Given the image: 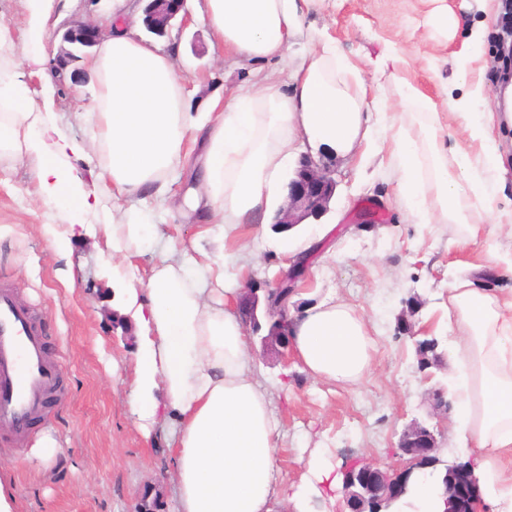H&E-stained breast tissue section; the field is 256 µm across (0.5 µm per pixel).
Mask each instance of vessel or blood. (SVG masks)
I'll return each mask as SVG.
<instances>
[{
	"label": "vessel or blood",
	"instance_id": "vessel-or-blood-1",
	"mask_svg": "<svg viewBox=\"0 0 512 512\" xmlns=\"http://www.w3.org/2000/svg\"><path fill=\"white\" fill-rule=\"evenodd\" d=\"M58 389V371L29 309L0 283V428L24 439Z\"/></svg>",
	"mask_w": 512,
	"mask_h": 512
}]
</instances>
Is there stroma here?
I'll use <instances>...</instances> for the list:
<instances>
[{
	"instance_id": "1",
	"label": "stroma",
	"mask_w": 512,
	"mask_h": 512,
	"mask_svg": "<svg viewBox=\"0 0 512 512\" xmlns=\"http://www.w3.org/2000/svg\"><path fill=\"white\" fill-rule=\"evenodd\" d=\"M503 8L504 0H325L305 21L363 66L375 131L372 144L336 155V191L327 212L285 235L289 244L311 255L289 306L300 310L337 296L369 322L376 351L372 373L350 388L312 382L296 361H285L279 350L251 339L258 376L274 386L288 382L287 390L275 388L272 408L281 421L279 465L292 485L302 483V459L315 448L324 449L337 470L347 464L402 467L400 435L411 422L428 420L429 389L455 378L450 284L469 279L483 288L512 290V265L490 268L485 262L490 248L512 253V238L503 231L512 218V119L495 112L493 87L487 82L497 64L494 44ZM111 16L112 0H58L48 21L55 34L50 57L64 47L66 23ZM476 28L484 31L478 43L470 38ZM155 43L164 49L178 46L174 64L184 77L187 109L193 113L206 111L210 99L266 75L288 79L287 66L274 69L225 58L203 26H174ZM399 76L442 112L449 98L468 95L475 83L484 85L486 100L476 109L496 114L493 135L504 172L491 206L471 211L472 222L483 227L477 239L463 241L455 224L418 223L399 192L400 160L390 148L391 129L416 121L398 104ZM50 82L54 111L69 118L64 134L86 139L91 128L78 115L93 105L96 75L81 85L66 76ZM380 98L388 103L383 114L376 111ZM36 177L28 159L0 152V280L7 281L42 329L60 384L23 445L0 433V481L12 490L15 512H133L146 492L158 499L159 512H172L174 466L165 443L172 425L161 416L150 434L139 427L130 396L138 338L133 320L119 312L122 293L112 287V257L96 231L112 202L102 200L83 213L70 252L60 256L41 227L69 224L71 216L63 210L46 212L27 197ZM370 210L380 213L379 223L366 231L354 229L356 218ZM159 230L197 251L216 249L197 222L181 212L162 215ZM275 236L270 227L251 243L254 258L247 280H273L281 264ZM409 300L417 306L415 331H427L439 342L441 368L419 370L414 338L396 332L398 315ZM47 435L59 450L44 459L38 443Z\"/></svg>"
}]
</instances>
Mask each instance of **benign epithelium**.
Masks as SVG:
<instances>
[{"label": "benign epithelium", "mask_w": 512, "mask_h": 512, "mask_svg": "<svg viewBox=\"0 0 512 512\" xmlns=\"http://www.w3.org/2000/svg\"><path fill=\"white\" fill-rule=\"evenodd\" d=\"M143 25L148 32L158 37L169 35L173 21L186 13L187 0H144ZM101 38L98 27L91 22H80L68 27L62 36L70 48L57 57L54 71L64 74L70 63L88 57L89 50ZM336 181L333 178L332 160L322 157L318 160L309 154L302 155L297 163L294 176L288 181V195L277 210L273 224L283 230H290L308 217L318 218L328 208L334 195ZM306 264L299 259L282 271L277 280L280 288H297L303 277ZM260 287L248 284L241 295L239 313L245 328L259 323L258 309L276 318L277 327L261 337L264 345L288 346V319L285 309L289 298H284L276 310L269 299H260ZM442 353L438 352V341L426 342L421 365L427 369L438 364ZM448 387L440 386L430 392L433 414L440 417L448 413ZM440 450L435 431L418 422L411 423L403 432L399 451L408 464L398 470L382 469L366 464L344 470L346 502L349 512H399L398 506L409 493V484L415 471H422L439 463ZM444 509L442 512H474L480 498L479 479L472 467L462 462L445 465L441 482Z\"/></svg>", "instance_id": "1"}]
</instances>
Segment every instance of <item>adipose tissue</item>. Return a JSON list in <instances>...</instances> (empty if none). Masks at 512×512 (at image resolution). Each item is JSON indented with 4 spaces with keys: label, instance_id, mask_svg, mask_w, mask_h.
I'll use <instances>...</instances> for the list:
<instances>
[{
    "label": "adipose tissue",
    "instance_id": "ef3b65f1",
    "mask_svg": "<svg viewBox=\"0 0 512 512\" xmlns=\"http://www.w3.org/2000/svg\"><path fill=\"white\" fill-rule=\"evenodd\" d=\"M323 0H203L194 22L208 26L230 58L279 63L300 37L309 48L293 65L287 83L264 78L241 86L208 112L194 116L183 106V79L172 51L139 37L125 23L126 10L112 14V34L91 61L98 79L90 140L62 137L64 115L34 112L11 69L0 67V150L25 157L37 167L30 194L49 211L80 215L104 197L166 198L170 170L193 164L196 186L186 203L206 223L217 250L191 251L168 239L149 270L137 259L154 238L150 214L113 207L103 224L106 244L119 262L118 280L132 281L124 310L141 329L134 362L133 403L142 423L168 408L175 426L169 448L174 460L175 512H275L292 503L304 512L319 483L331 475L321 454L305 462L309 478L290 490L275 448L281 423L270 409L268 387L257 377L248 336L238 312L239 291L224 285L227 245L250 261L241 246L245 230L264 224L272 200L286 197L282 168L300 140L347 152L369 142L362 70L343 56L335 40L305 31V19ZM30 27L15 43L0 21V52L21 50L31 73L44 74L48 21L55 0H26ZM400 104L418 114L417 128L394 135L403 167L400 192L420 216L438 209L445 223H470L472 203L489 206V190L501 161L487 146L492 126L471 99H449L448 117L461 121L466 146L445 153L443 119L435 103L415 85L400 80ZM103 154L104 173L92 190L62 168L71 155ZM448 328L459 332L461 382L448 390L456 401L460 447L477 452L476 471L495 512H512V292L494 294L458 280L448 290ZM294 356L313 380L355 385L373 368L369 323L350 304L325 297L291 314ZM165 402H158L155 389Z\"/></svg>",
    "mask_w": 512,
    "mask_h": 512
}]
</instances>
